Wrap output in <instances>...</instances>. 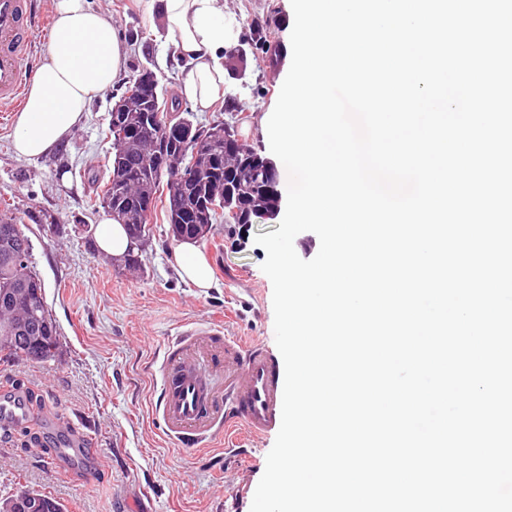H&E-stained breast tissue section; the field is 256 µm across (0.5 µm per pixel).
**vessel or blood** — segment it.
<instances>
[{"mask_svg": "<svg viewBox=\"0 0 512 512\" xmlns=\"http://www.w3.org/2000/svg\"><path fill=\"white\" fill-rule=\"evenodd\" d=\"M32 27L29 0H0V102L17 106L26 83L21 57ZM225 374L224 390H216L202 359ZM155 404L165 438L179 448L212 447L243 430L254 440L269 438L278 426L283 392L279 371L267 347L225 335L220 322H187L167 340L160 366ZM26 398L0 393V428L24 425ZM56 460L79 470L86 481L100 480L87 459L78 428H52Z\"/></svg>", "mask_w": 512, "mask_h": 512, "instance_id": "obj_1", "label": "vessel or blood"}]
</instances>
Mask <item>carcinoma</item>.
Returning a JSON list of instances; mask_svg holds the SVG:
<instances>
[{"mask_svg":"<svg viewBox=\"0 0 512 512\" xmlns=\"http://www.w3.org/2000/svg\"><path fill=\"white\" fill-rule=\"evenodd\" d=\"M227 110L232 112L231 120L201 127V134L206 136L213 129H222L220 134L209 135L211 139L205 154L196 156L191 149L182 154L183 168L196 169L193 180L176 177L145 185L140 181V173L144 170L146 158L138 136L134 135L120 146L113 147V150L122 152L126 180L119 183L107 179L100 186L96 202L109 216L114 208L123 213V224L133 245L124 265H139V254L135 253V248L146 244V227L151 223L153 213L159 209L169 220V233L173 239H208L213 225L223 221L220 210L224 209L226 183L235 190L241 221L245 224L251 220L252 213L274 210L278 206V195L255 175L262 156L241 141V118L235 113V99L232 97L228 98ZM177 208L207 216L208 227L172 223V215ZM30 249V240L16 219L0 218V292L10 294L9 303H0V359L46 363L57 357L60 339L45 302L28 307L29 298L38 292L44 293L42 281L31 266ZM27 494L41 503V512H66V506L53 497L30 490Z\"/></svg>","mask_w":512,"mask_h":512,"instance_id":"cac0c4a2","label":"carcinoma"}]
</instances>
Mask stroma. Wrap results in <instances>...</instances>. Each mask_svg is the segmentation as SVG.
Returning <instances> with one entry per match:
<instances>
[{
    "label": "stroma",
    "mask_w": 512,
    "mask_h": 512,
    "mask_svg": "<svg viewBox=\"0 0 512 512\" xmlns=\"http://www.w3.org/2000/svg\"><path fill=\"white\" fill-rule=\"evenodd\" d=\"M221 3L224 51L244 58L239 68H225L221 91L246 115L241 139L267 157L271 151L259 120L273 111L290 68L291 3ZM93 5L131 49L120 84L95 97L85 121L55 153L41 158L14 155V114L0 113V212L16 216L30 240V261L60 332L55 360L0 359V389L24 393L31 405L27 424L0 432V498L29 489L55 497L68 512H250L273 440L236 456L220 446L206 452L173 447L155 420V376L164 343L188 321L219 320L228 335L275 348L273 286L261 269L267 253L254 239L278 225H214L200 245L216 282L205 292L181 277L164 213L149 226L140 269H126L97 251L94 233L104 210L91 203L114 155L108 122L122 83L149 69L161 100L193 109L176 96L182 68L164 58L161 19L135 0ZM255 21L268 25L271 51L250 44ZM193 113L201 124L228 118L222 99L210 111ZM58 420L73 422L87 437L105 482L87 483L52 462L46 424Z\"/></svg>",
    "instance_id": "obj_1"
}]
</instances>
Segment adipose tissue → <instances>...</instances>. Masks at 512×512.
Wrapping results in <instances>:
<instances>
[{
    "label": "adipose tissue",
    "instance_id": "ef3b65f1",
    "mask_svg": "<svg viewBox=\"0 0 512 512\" xmlns=\"http://www.w3.org/2000/svg\"><path fill=\"white\" fill-rule=\"evenodd\" d=\"M217 0H145L148 13H159L175 56L187 68L180 97L208 111L224 82V14ZM54 24L39 66L17 113L12 146L18 156L53 153L85 119L94 96L120 76L129 48L116 28L89 0H53ZM175 261L197 288L213 286L212 271L193 242L180 244Z\"/></svg>",
    "mask_w": 512,
    "mask_h": 512
}]
</instances>
